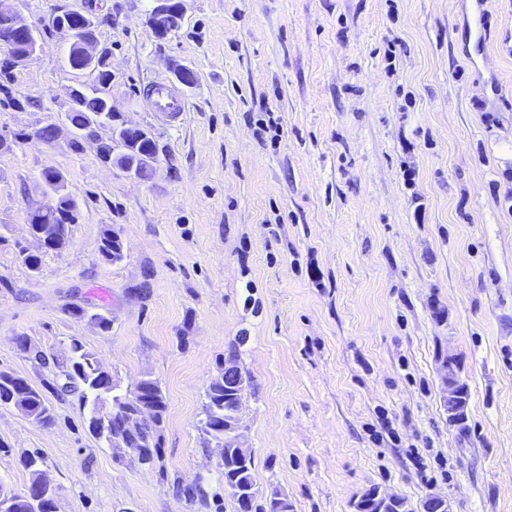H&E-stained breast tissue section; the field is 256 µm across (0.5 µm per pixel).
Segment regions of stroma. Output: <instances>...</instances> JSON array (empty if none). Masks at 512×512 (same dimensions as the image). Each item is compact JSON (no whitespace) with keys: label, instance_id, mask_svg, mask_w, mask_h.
<instances>
[{"label":"stroma","instance_id":"stroma-1","mask_svg":"<svg viewBox=\"0 0 512 512\" xmlns=\"http://www.w3.org/2000/svg\"><path fill=\"white\" fill-rule=\"evenodd\" d=\"M0 1L43 35L12 72L18 106L0 95V134L25 135L0 154V372L41 385L16 337L60 362L76 341L121 388L158 379L167 404L151 466L115 460L76 397L50 396L47 427L0 406L1 482L24 492L35 454L57 512H237L200 430L233 353L259 499L357 512L377 489L404 512L432 496L512 512V0H185L162 40L147 0ZM61 8L95 16L114 109L157 139L149 178L103 164L96 142L73 151L68 131L34 138L94 79L64 60ZM178 66L197 82L172 121L146 90ZM49 168L79 207L58 253L29 226L53 202ZM200 480L219 508L176 496ZM99 253L101 257L108 262L116 261L122 258V242L118 235L112 233V229L104 230L99 244Z\"/></svg>","mask_w":512,"mask_h":512}]
</instances>
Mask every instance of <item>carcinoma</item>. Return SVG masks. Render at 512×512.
I'll use <instances>...</instances> for the list:
<instances>
[{
	"mask_svg": "<svg viewBox=\"0 0 512 512\" xmlns=\"http://www.w3.org/2000/svg\"><path fill=\"white\" fill-rule=\"evenodd\" d=\"M27 42L20 38L13 25V18L0 13V50L11 55L24 51ZM66 61L72 68L84 66L95 71L94 84H79L67 91V119L70 128V146L78 151L83 142L97 139L96 131L89 126L93 115L104 116L106 122L119 130L120 137L127 148L125 153L112 152V141H102L98 146L99 158L120 170H135L137 177L145 179L152 173L158 157V144L154 135L144 129H132L124 124L121 115L112 111L107 103L109 88L112 83V71L108 69L105 56L96 59L88 57L79 43H70L67 47ZM43 182L54 197V204L33 211L29 216L32 233L42 234L46 250L61 251L70 243L69 225L78 219L76 201L65 192V179L56 169H46L42 173ZM101 257L108 261H116L123 256V245L118 235L106 229L99 244ZM76 318H89L98 328L108 331L112 328V320L100 313L88 314L83 308L71 311ZM52 378L45 380L37 389L29 381L19 375L3 373L0 378L8 381V385H0V399L13 405L21 413L28 415L34 412L44 416L43 425L48 426L54 421L46 392L58 396L75 395L80 407L89 410L90 431L99 439L104 438L103 430L121 427L123 418L134 411L135 405L141 403L151 410V417L140 423L137 434L132 440L136 448L137 461L152 465L159 457L161 448L160 428L167 409L165 397L159 382L151 378H143L132 388L121 392L112 382V377L102 369L96 358L84 350L77 342L71 345V355L66 365H55L51 371ZM224 376L213 379L206 391L203 405L204 419L201 420L204 434L216 440L224 439V420L229 418L233 399L224 386ZM40 457L29 455L24 458L23 465L30 472V483L22 494L5 488L3 501L8 503L6 512H28V499L36 491V479L39 474ZM254 459L243 460L233 450V444L224 445V458L217 461L216 468L224 478V488L231 497L238 496L240 490L247 488V498L241 500V508L250 512L258 495L255 488L252 470ZM178 497L193 505L208 504V491L203 481L177 490Z\"/></svg>",
	"mask_w": 512,
	"mask_h": 512,
	"instance_id": "1",
	"label": "carcinoma"
}]
</instances>
